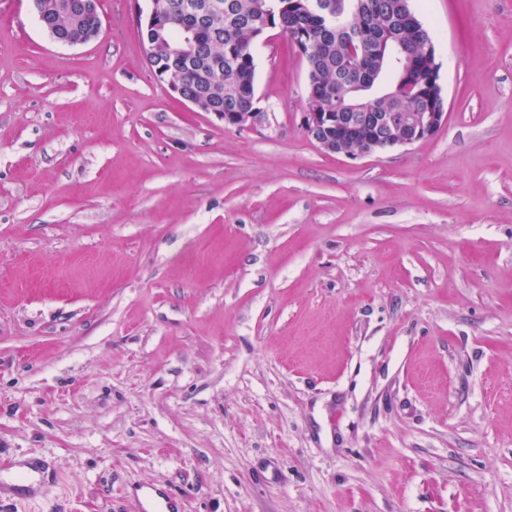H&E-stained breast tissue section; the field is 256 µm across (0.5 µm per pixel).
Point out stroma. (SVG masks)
<instances>
[{"label": "stroma", "mask_w": 512, "mask_h": 512, "mask_svg": "<svg viewBox=\"0 0 512 512\" xmlns=\"http://www.w3.org/2000/svg\"><path fill=\"white\" fill-rule=\"evenodd\" d=\"M411 5L448 120L351 159L280 30L238 129L0 0V512H512V0ZM143 496L148 505L147 508H144L145 512H180L173 511V507H177V502L169 493L160 492L153 487H146Z\"/></svg>", "instance_id": "stroma-1"}]
</instances>
